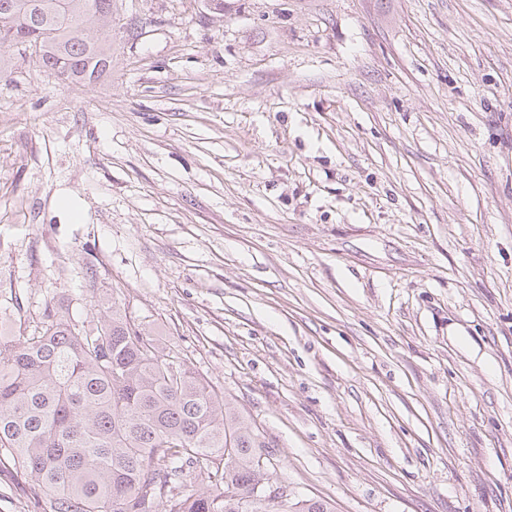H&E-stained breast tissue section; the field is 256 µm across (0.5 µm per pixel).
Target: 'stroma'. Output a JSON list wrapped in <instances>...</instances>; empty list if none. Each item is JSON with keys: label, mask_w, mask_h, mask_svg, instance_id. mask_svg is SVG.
<instances>
[{"label": "stroma", "mask_w": 512, "mask_h": 512, "mask_svg": "<svg viewBox=\"0 0 512 512\" xmlns=\"http://www.w3.org/2000/svg\"><path fill=\"white\" fill-rule=\"evenodd\" d=\"M0 333L128 319L332 512H512V0H112L7 49ZM95 20L96 39L87 34ZM112 0H0V48L39 43L36 63L71 82H92L112 63Z\"/></svg>", "instance_id": "stroma-1"}]
</instances>
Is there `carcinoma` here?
Listing matches in <instances>:
<instances>
[{
  "label": "carcinoma",
  "instance_id": "obj_1",
  "mask_svg": "<svg viewBox=\"0 0 512 512\" xmlns=\"http://www.w3.org/2000/svg\"><path fill=\"white\" fill-rule=\"evenodd\" d=\"M111 24L112 0H0V48L38 43L39 67L76 83L109 71ZM263 447L115 300L91 322L49 303L32 333L0 336V468L42 512H267L248 508Z\"/></svg>",
  "mask_w": 512,
  "mask_h": 512
}]
</instances>
